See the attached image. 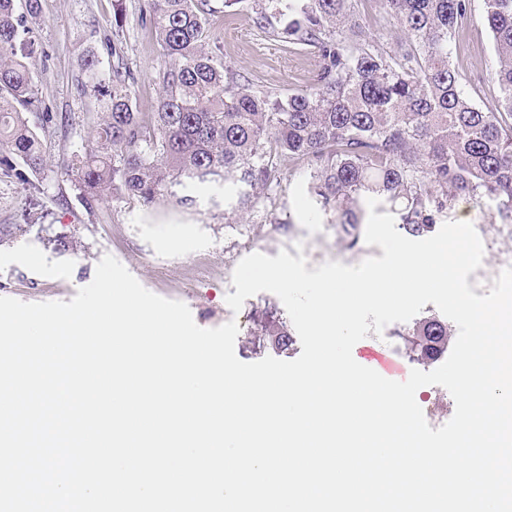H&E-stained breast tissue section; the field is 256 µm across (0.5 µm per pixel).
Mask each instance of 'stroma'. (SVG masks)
Here are the masks:
<instances>
[{
	"mask_svg": "<svg viewBox=\"0 0 512 512\" xmlns=\"http://www.w3.org/2000/svg\"><path fill=\"white\" fill-rule=\"evenodd\" d=\"M119 0H41L38 17H24L31 37V61L38 73V112L62 114V124L40 133L51 169L43 193L0 176V224H21L23 235L0 242V297L23 302L70 301L78 289L92 282L98 262L115 257L147 290L185 303L195 323L215 328L236 321L235 353L239 360L256 362L271 356L296 359L300 344L277 348L270 337L254 335V311L270 306L278 317L287 311L269 292L247 298L232 311V275L241 259L262 253L277 256L303 244L307 270L327 261L355 265L382 256L379 246L349 248L306 193L308 174L299 161H283L279 183L264 189L244 217L225 215L212 207L210 190H202L198 209L173 204L146 207L138 199L107 198L95 210L85 208L74 180L60 170L71 163L74 151L92 135L101 108L92 93L82 92L83 63L95 56L97 70L110 77L124 65L131 73L129 92L137 111L156 109L162 64L161 50L140 21L147 0L123 1L122 29L112 27ZM218 12L207 37L209 48L235 64L254 82L279 92L312 84L318 59L265 37L253 25L249 9L222 13L223 0H213ZM496 59L493 41L483 18V0H469L457 27L453 64L476 102L494 105L498 88L491 77ZM75 238L76 249L58 246L61 238Z\"/></svg>",
	"mask_w": 512,
	"mask_h": 512,
	"instance_id": "stroma-1",
	"label": "stroma"
}]
</instances>
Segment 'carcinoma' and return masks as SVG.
<instances>
[{
    "instance_id": "carcinoma-1",
    "label": "carcinoma",
    "mask_w": 512,
    "mask_h": 512,
    "mask_svg": "<svg viewBox=\"0 0 512 512\" xmlns=\"http://www.w3.org/2000/svg\"><path fill=\"white\" fill-rule=\"evenodd\" d=\"M15 2L0 0V174L39 191L47 161L23 113L33 105L36 70ZM253 2L262 33L315 51L316 82L287 95L260 89L206 48L210 0H149L141 23L164 57L150 123L133 107L129 72L113 69L107 89L95 60L86 63L85 87L104 97L106 112L62 174H75L87 209L110 194L195 209L199 189L222 187L242 216L288 157L305 161L308 192L350 248L369 197L413 238L450 220L460 199L478 204L482 224H512V124L504 121L512 117V0H483L497 56L499 97L490 109L472 100L451 63L466 0ZM390 19L402 31L395 42L365 37L363 28ZM253 335L290 343L280 320ZM404 335L424 360L429 343L448 346L451 329L432 316Z\"/></svg>"
}]
</instances>
